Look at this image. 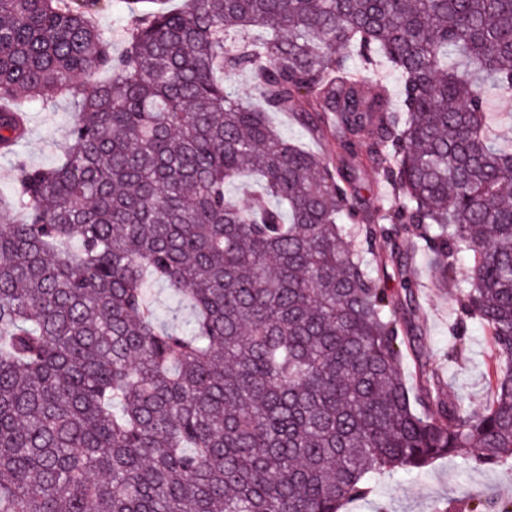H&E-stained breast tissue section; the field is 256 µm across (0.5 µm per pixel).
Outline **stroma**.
I'll use <instances>...</instances> for the list:
<instances>
[{
	"mask_svg": "<svg viewBox=\"0 0 512 512\" xmlns=\"http://www.w3.org/2000/svg\"><path fill=\"white\" fill-rule=\"evenodd\" d=\"M68 110L63 101L49 108L28 105L27 140L14 156H0V195H12L21 166L46 167L55 162L68 126ZM409 269L417 285L419 311L412 322L423 359L443 373L449 394L465 396L471 406H481L486 398V364L493 352L489 336L478 322L467 321L464 346L454 351L448 331L457 309L453 290L438 288L426 253L410 258ZM465 488L487 499L512 498V462L477 466L465 456L452 455L434 460L419 473H385L375 478L367 498L349 501L343 512H445L450 504L454 512H468L461 501Z\"/></svg>",
	"mask_w": 512,
	"mask_h": 512,
	"instance_id": "stroma-1",
	"label": "stroma"
}]
</instances>
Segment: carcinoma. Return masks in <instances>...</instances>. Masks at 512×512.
<instances>
[{
  "label": "carcinoma",
  "mask_w": 512,
  "mask_h": 512,
  "mask_svg": "<svg viewBox=\"0 0 512 512\" xmlns=\"http://www.w3.org/2000/svg\"><path fill=\"white\" fill-rule=\"evenodd\" d=\"M136 2L114 55L90 20L112 0H0V150L22 100L73 114L0 197V512H339L376 474L511 459L512 152L485 92L512 98V0ZM379 58L397 106L363 93L354 63ZM242 70L254 103L224 85ZM369 167L386 208L359 204ZM252 177L245 208L226 186ZM419 250L491 336L479 408L419 353L406 383ZM150 277L189 328L155 315ZM269 113L271 123L278 128L282 135L305 149L321 152L320 137L301 127L289 112Z\"/></svg>",
  "instance_id": "carcinoma-1"
}]
</instances>
